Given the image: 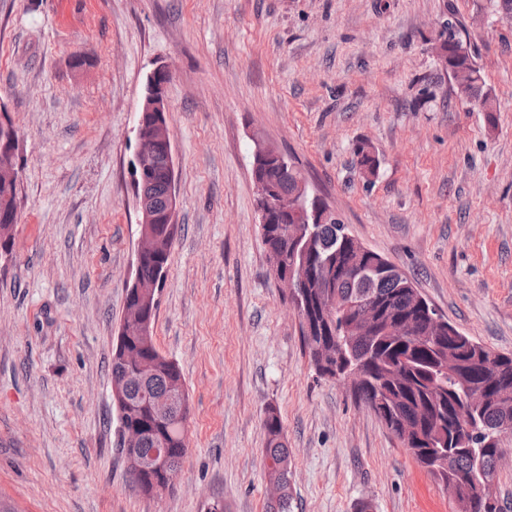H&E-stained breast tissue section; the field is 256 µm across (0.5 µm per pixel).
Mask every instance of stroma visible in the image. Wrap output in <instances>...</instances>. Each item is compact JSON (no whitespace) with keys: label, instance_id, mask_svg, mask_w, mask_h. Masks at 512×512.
Listing matches in <instances>:
<instances>
[{"label":"stroma","instance_id":"stroma-1","mask_svg":"<svg viewBox=\"0 0 512 512\" xmlns=\"http://www.w3.org/2000/svg\"><path fill=\"white\" fill-rule=\"evenodd\" d=\"M447 20L467 29L494 113L438 61ZM161 65L178 231L154 336L191 414L174 487L154 498L117 445L111 361L139 232L133 128ZM0 107L21 169L0 260V512H265L271 408L292 512H457L311 366L269 272L252 148L292 158L444 320L512 356V20L491 0H0Z\"/></svg>","mask_w":512,"mask_h":512}]
</instances>
